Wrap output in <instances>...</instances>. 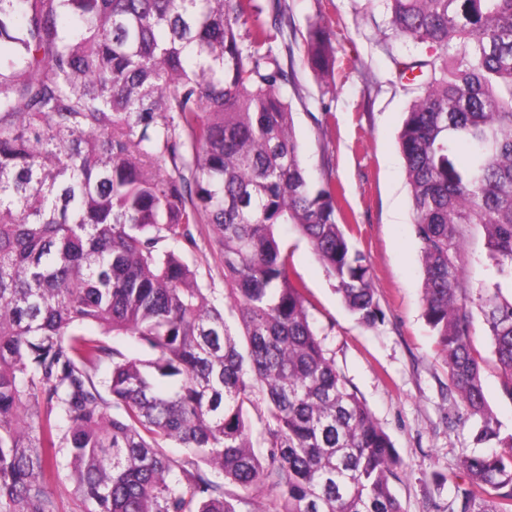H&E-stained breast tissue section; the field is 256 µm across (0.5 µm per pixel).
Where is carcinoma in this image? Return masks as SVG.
<instances>
[{
    "label": "carcinoma",
    "instance_id": "cac0c4a2",
    "mask_svg": "<svg viewBox=\"0 0 512 512\" xmlns=\"http://www.w3.org/2000/svg\"><path fill=\"white\" fill-rule=\"evenodd\" d=\"M385 2L432 51L402 63L422 80L399 133L423 316L491 447L464 454L456 497L512 512V433L473 341L477 311L512 400V0ZM269 10L270 24L255 0H0V512H60L59 455L79 512H239L232 486L275 493L272 512H402L393 443L327 356L277 233L294 225L357 320H382L336 188L301 165L273 46L282 0ZM304 42L327 74L326 30ZM199 224L220 305L164 247L197 248Z\"/></svg>",
    "mask_w": 512,
    "mask_h": 512
}]
</instances>
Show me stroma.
Instances as JSON below:
<instances>
[{
  "label": "stroma",
  "mask_w": 512,
  "mask_h": 512,
  "mask_svg": "<svg viewBox=\"0 0 512 512\" xmlns=\"http://www.w3.org/2000/svg\"><path fill=\"white\" fill-rule=\"evenodd\" d=\"M284 2L289 48L283 59L293 82L283 92L294 112L302 164L313 179L341 188L339 205L354 226L356 247L369 258L382 320L360 323L307 240L290 225L279 233L306 285L328 355L393 441L402 462L394 490L404 512H457L456 491L467 482L460 460L476 445L423 317L421 259L397 139L414 95L399 80L396 62L416 48L392 29L384 0ZM312 24L330 31L335 48L326 84L307 64L302 35ZM474 344L485 359L487 401L510 433L512 400L503 393L483 323L475 325Z\"/></svg>",
  "instance_id": "obj_1"
}]
</instances>
